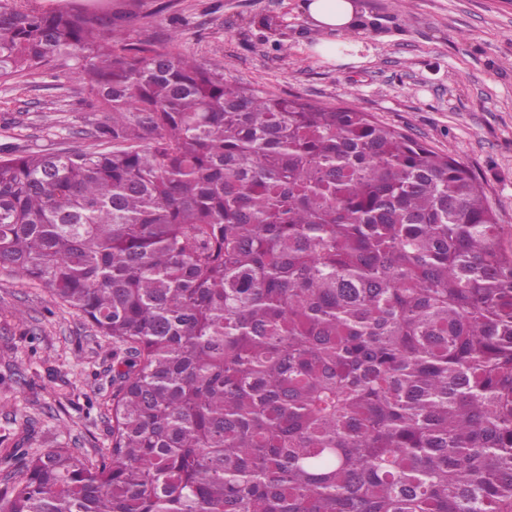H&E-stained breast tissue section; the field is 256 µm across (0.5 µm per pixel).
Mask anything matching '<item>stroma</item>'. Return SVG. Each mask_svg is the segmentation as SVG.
Returning <instances> with one entry per match:
<instances>
[{
    "label": "stroma",
    "instance_id": "1",
    "mask_svg": "<svg viewBox=\"0 0 512 512\" xmlns=\"http://www.w3.org/2000/svg\"><path fill=\"white\" fill-rule=\"evenodd\" d=\"M303 0H176L160 40L272 95L352 103L466 165L512 249V0H356L362 24L320 55ZM105 115L70 71L0 85V145L90 149ZM112 339L48 289L0 269L1 458L64 448L96 457L112 426Z\"/></svg>",
    "mask_w": 512,
    "mask_h": 512
}]
</instances>
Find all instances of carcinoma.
I'll return each mask as SVG.
<instances>
[{
    "mask_svg": "<svg viewBox=\"0 0 512 512\" xmlns=\"http://www.w3.org/2000/svg\"><path fill=\"white\" fill-rule=\"evenodd\" d=\"M0 0V84L75 62L101 149H0V268L112 337L110 448L0 512H512V251L476 177L357 106Z\"/></svg>",
    "mask_w": 512,
    "mask_h": 512,
    "instance_id": "obj_1",
    "label": "carcinoma"
}]
</instances>
